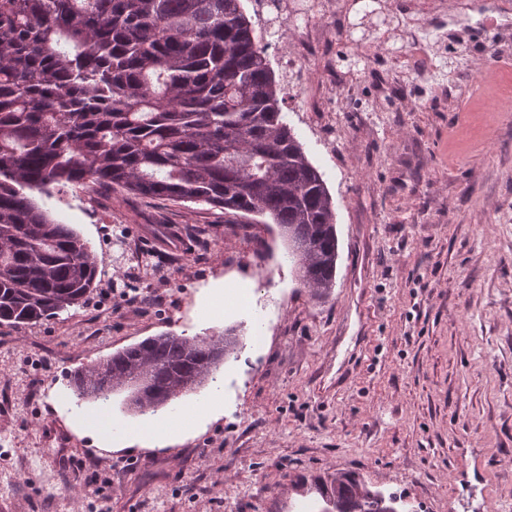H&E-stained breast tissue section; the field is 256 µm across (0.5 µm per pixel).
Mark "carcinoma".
Instances as JSON below:
<instances>
[{
	"instance_id": "obj_1",
	"label": "carcinoma",
	"mask_w": 512,
	"mask_h": 512,
	"mask_svg": "<svg viewBox=\"0 0 512 512\" xmlns=\"http://www.w3.org/2000/svg\"><path fill=\"white\" fill-rule=\"evenodd\" d=\"M266 47L242 0H0V325L33 326L85 302L98 257L28 192L68 186L206 204L274 224L296 274L331 293L338 244L322 174L282 115ZM150 336L71 376L76 404L127 393L156 413L236 352ZM318 512H417L338 471L311 480Z\"/></svg>"
}]
</instances>
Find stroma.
Returning a JSON list of instances; mask_svg holds the SVG:
<instances>
[{
  "mask_svg": "<svg viewBox=\"0 0 512 512\" xmlns=\"http://www.w3.org/2000/svg\"><path fill=\"white\" fill-rule=\"evenodd\" d=\"M400 20L429 21L431 56L377 59L366 77L327 76L347 36L307 57L304 86L281 89L285 119L324 175L336 214V285L315 297L279 262L276 227L234 228L222 209L90 197L67 188L46 206L100 260V291L30 328L0 325V473L14 475L0 512H313L298 479L339 470L403 494L417 512H512V0H384ZM255 36L277 44L308 30L245 0ZM457 68L431 84L430 59ZM125 225V247L112 227ZM145 290L110 295L112 274ZM250 285L246 307L220 302ZM244 341L172 414L125 411L112 396L75 406L73 370L164 333ZM12 399L31 401L23 416ZM56 477L44 486L42 473Z\"/></svg>",
  "mask_w": 512,
  "mask_h": 512,
  "instance_id": "35a3bbf8",
  "label": "stroma"
}]
</instances>
